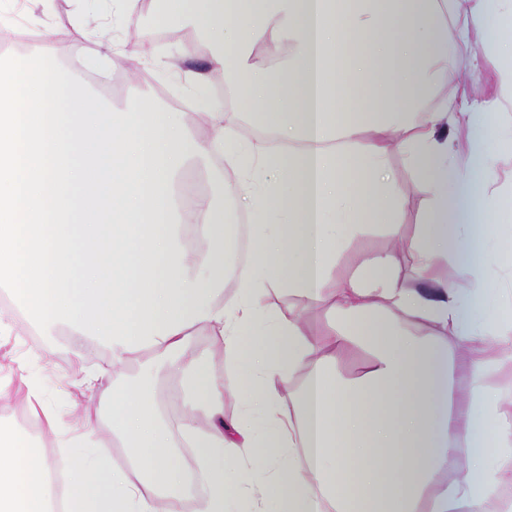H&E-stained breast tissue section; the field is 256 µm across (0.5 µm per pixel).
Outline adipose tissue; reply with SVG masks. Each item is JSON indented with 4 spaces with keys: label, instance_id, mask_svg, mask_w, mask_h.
Returning a JSON list of instances; mask_svg holds the SVG:
<instances>
[{
    "label": "adipose tissue",
    "instance_id": "ef3b65f1",
    "mask_svg": "<svg viewBox=\"0 0 512 512\" xmlns=\"http://www.w3.org/2000/svg\"><path fill=\"white\" fill-rule=\"evenodd\" d=\"M159 2L197 37L181 56L209 51L232 111L205 73L185 77L196 111L144 96L106 112L60 73L54 44L0 59V294L76 350L107 343L111 376L79 385L127 450L122 467L72 454L64 512H184L195 490L198 512H512V304L486 286L512 275L489 220L512 211L494 186L512 158V130L494 127L512 112V11L501 0ZM452 47L478 52L487 93L468 91ZM130 55L152 58L151 40H87L80 66ZM450 84L454 97H440ZM239 114L257 136L237 132ZM395 149L427 193L417 274L380 252L344 277L336 267L354 264L346 246L367 225L404 235ZM219 153L232 172L223 200L181 195L183 168ZM452 256L464 280L448 276ZM282 292L294 304L272 306ZM316 308L330 318L313 332L304 316ZM359 352L363 371L344 376ZM164 372L192 383L196 411L176 424L150 390ZM51 472L0 420V512H52Z\"/></svg>",
    "mask_w": 512,
    "mask_h": 512
}]
</instances>
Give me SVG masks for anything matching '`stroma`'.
I'll return each instance as SVG.
<instances>
[{"mask_svg":"<svg viewBox=\"0 0 512 512\" xmlns=\"http://www.w3.org/2000/svg\"><path fill=\"white\" fill-rule=\"evenodd\" d=\"M78 7V0H52L50 11L45 13L41 8L33 7L31 0H12L10 28L31 31L33 39L24 44L16 40L2 42L0 50L20 55L31 51L38 43L52 42L58 47L60 68L71 70L69 48L78 39L71 28V20ZM192 35L193 31L187 25L169 26L165 39L154 48L153 60L131 57L113 70L110 82H100L94 74L86 73L82 76L83 83L106 106L120 108L132 98L147 95L162 107L191 111L192 104L184 96L179 80L166 70L164 63ZM390 166L406 188L403 223L404 234L410 239L414 237L426 208V195L412 183L399 152H392ZM0 319L13 327L11 335L0 336V373L7 375L25 369L41 386L48 407L69 424H79L85 412L96 410V399L81 395L73 383L87 370L111 371V359L104 342L94 341L93 354L84 355L78 361L73 356L68 336L42 335L19 309L10 308ZM0 418L12 422L38 445L56 448V436L46 433L19 400L0 399Z\"/></svg>","mask_w":512,"mask_h":512,"instance_id":"1","label":"stroma"}]
</instances>
